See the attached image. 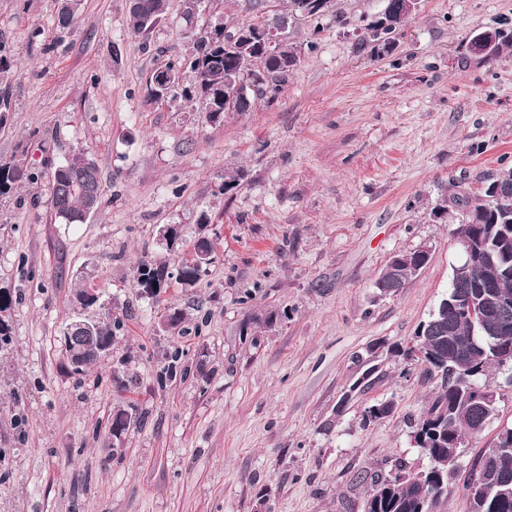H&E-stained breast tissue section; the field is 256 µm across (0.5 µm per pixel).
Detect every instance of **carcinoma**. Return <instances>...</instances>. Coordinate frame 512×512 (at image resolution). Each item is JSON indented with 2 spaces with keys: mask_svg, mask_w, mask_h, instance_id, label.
I'll return each mask as SVG.
<instances>
[{
  "mask_svg": "<svg viewBox=\"0 0 512 512\" xmlns=\"http://www.w3.org/2000/svg\"><path fill=\"white\" fill-rule=\"evenodd\" d=\"M81 0H62L57 15V27L66 34L73 30L79 18ZM199 0H182L183 24H196L187 36L190 50L183 58L164 65L173 74L169 99L197 101L210 125L224 122L226 112H248L253 104L264 98H273L288 84V76L298 62V51L290 38H284L275 53L264 51L265 29H289V23L319 17L329 8L331 0H288L286 14L270 13L265 0H246L248 16L229 25L220 21L198 25ZM378 17L386 27L374 41L367 33L360 40L374 44L376 54L385 55L396 43L405 21L414 14L407 0H382ZM139 6L129 9V26L138 36L152 32L166 19L169 0H138ZM497 40L489 45L482 61L491 63L506 48L512 47V31L495 27ZM248 83L254 89L241 94L238 86ZM35 180V173L24 162L12 157L0 159V198L14 192L20 184ZM498 190L493 197L482 189L473 195L455 196L450 204L461 211L460 220L471 222L467 229L470 253L464 255L469 269L464 274H453L448 287V309L438 311L421 324L422 334L415 335L420 362L429 375L441 377V389L435 393L422 412L412 431L414 447L426 464L410 466L399 464L389 477L374 476L367 492L364 512H433V506L443 494L448 480L454 475L446 461L457 452L459 440L477 437L497 410V398L485 396L486 384L482 376L499 366L495 348L485 345L469 354L461 353V346L479 335L478 312L499 302L512 305V172L492 181ZM102 188L96 163L82 150H75L65 163L57 166L50 190L51 208L57 219L65 224L86 222L85 210L92 188ZM501 267L502 277L490 291L478 288L487 266ZM180 282L195 285L206 269L184 260L179 265ZM382 282L391 293L404 287L407 278L395 271L388 261L381 272ZM171 279L165 263L143 261L138 266L137 285L142 293L153 298L165 292ZM14 303L11 292L0 290V342L11 332L10 315ZM393 409L390 402L374 404L363 413L366 426L388 417ZM141 422L140 415L119 408L112 414L109 434L126 435ZM484 455L485 473L499 484L502 498H486L481 484L469 478L464 490L471 512H512V465L497 468Z\"/></svg>",
  "mask_w": 512,
  "mask_h": 512,
  "instance_id": "cac0c4a2",
  "label": "carcinoma"
}]
</instances>
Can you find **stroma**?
I'll list each match as a JSON object with an SVG mask.
<instances>
[{
	"instance_id": "35a3bbf8",
	"label": "stroma",
	"mask_w": 512,
	"mask_h": 512,
	"mask_svg": "<svg viewBox=\"0 0 512 512\" xmlns=\"http://www.w3.org/2000/svg\"><path fill=\"white\" fill-rule=\"evenodd\" d=\"M381 5L332 0L293 25L299 64L282 93L215 126L200 104L145 100L152 69L189 50L181 0L146 38L129 30L127 0H81L64 36L60 0H0L15 63L0 158L39 176L0 199V288L17 297L0 344V512H363V475L417 461L413 423L440 381L389 348L411 345L463 258L458 212L435 218L439 201L512 171V49L488 64L467 46L477 29H512V0H420L379 56L357 29ZM78 148L102 202L69 225L48 186ZM166 224L180 227L176 247ZM202 235L214 260L196 285L139 294L140 260L177 268ZM423 246L419 276L377 296L389 258ZM80 284L122 326L111 354L74 375L62 332ZM169 305L179 330L160 322ZM373 364L382 379L353 391ZM483 381L497 412L461 447L435 512H470L471 467L512 427V370ZM381 401L391 415L362 426ZM119 408L142 417L120 443Z\"/></svg>"
}]
</instances>
